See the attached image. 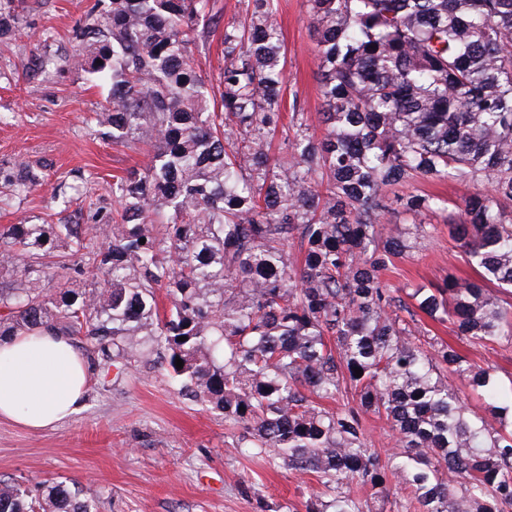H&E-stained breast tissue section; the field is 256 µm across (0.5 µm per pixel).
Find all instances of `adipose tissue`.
Listing matches in <instances>:
<instances>
[{"label":"adipose tissue","mask_w":512,"mask_h":512,"mask_svg":"<svg viewBox=\"0 0 512 512\" xmlns=\"http://www.w3.org/2000/svg\"><path fill=\"white\" fill-rule=\"evenodd\" d=\"M89 380L85 359L54 328L0 338V418L55 426L83 408Z\"/></svg>","instance_id":"ef3b65f1"}]
</instances>
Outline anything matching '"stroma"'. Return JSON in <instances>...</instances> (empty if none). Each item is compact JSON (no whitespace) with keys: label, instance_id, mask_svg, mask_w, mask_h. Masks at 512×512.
I'll use <instances>...</instances> for the list:
<instances>
[{"label":"stroma","instance_id":"35a3bbf8","mask_svg":"<svg viewBox=\"0 0 512 512\" xmlns=\"http://www.w3.org/2000/svg\"><path fill=\"white\" fill-rule=\"evenodd\" d=\"M97 0H17L11 39L0 40V229L11 224H108L118 209L114 178L143 167L144 150L112 145L95 120L110 85L73 67L75 35ZM286 48L285 97H299L312 132L319 121L316 43L305 0H278ZM33 179L17 191L7 173ZM474 191L457 181H419L396 193L382 218L407 249L386 276L400 293L470 277L440 214H414L403 198L436 194L457 208ZM433 224L420 237L416 224ZM90 362L84 409L39 432L0 419V478L46 496L53 482L77 485L95 512H306L324 487L271 453L239 446L242 427L181 395L158 351L133 361L78 344Z\"/></svg>","mask_w":512,"mask_h":512}]
</instances>
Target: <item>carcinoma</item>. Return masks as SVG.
I'll use <instances>...</instances> for the list:
<instances>
[{
    "label": "carcinoma",
    "mask_w": 512,
    "mask_h": 512,
    "mask_svg": "<svg viewBox=\"0 0 512 512\" xmlns=\"http://www.w3.org/2000/svg\"><path fill=\"white\" fill-rule=\"evenodd\" d=\"M14 2L0 0V37ZM306 3L320 138L296 97L283 123L276 0H239L224 24L218 104L192 63L211 0H107L79 30L73 64L112 84L96 123L149 160L112 183L120 211L103 239L78 224L0 231V337L51 326L105 361L155 337L181 390L249 447L318 474L333 512H364L351 486L376 495L392 479L406 512H512V383L417 326L420 311L469 347L512 344V310L486 288H512V0ZM448 179L477 187L452 230L480 279L415 288L412 307L384 278L406 244L379 218L394 188ZM405 207L447 210L435 196ZM85 266L103 277L88 294L71 288ZM462 387L499 427L465 412ZM364 415L397 448H371ZM0 512L91 509L63 482L39 500L0 479Z\"/></svg>",
    "instance_id": "cac0c4a2"
}]
</instances>
